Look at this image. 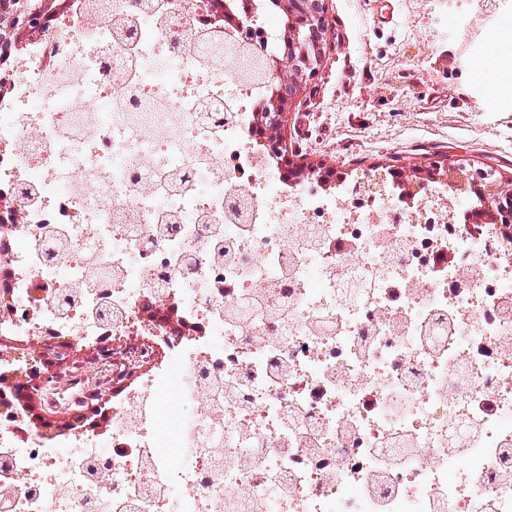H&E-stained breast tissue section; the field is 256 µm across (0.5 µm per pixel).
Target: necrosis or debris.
<instances>
[{
    "label": "necrosis or debris",
    "instance_id": "obj_1",
    "mask_svg": "<svg viewBox=\"0 0 512 512\" xmlns=\"http://www.w3.org/2000/svg\"><path fill=\"white\" fill-rule=\"evenodd\" d=\"M73 0L0 99V336L160 348L108 426L0 406V512H512V234L274 178L196 0Z\"/></svg>",
    "mask_w": 512,
    "mask_h": 512
}]
</instances>
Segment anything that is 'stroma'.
I'll return each mask as SVG.
<instances>
[{
  "label": "stroma",
  "mask_w": 512,
  "mask_h": 512,
  "mask_svg": "<svg viewBox=\"0 0 512 512\" xmlns=\"http://www.w3.org/2000/svg\"><path fill=\"white\" fill-rule=\"evenodd\" d=\"M324 67L282 135L301 164L349 179L434 161L512 179V93L489 105L473 59L512 0H326Z\"/></svg>",
  "instance_id": "obj_1"
}]
</instances>
